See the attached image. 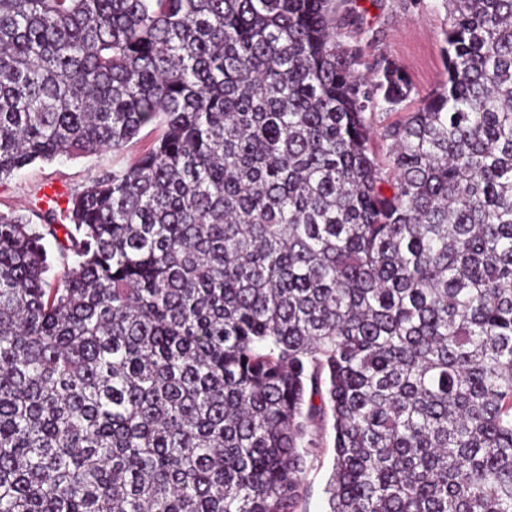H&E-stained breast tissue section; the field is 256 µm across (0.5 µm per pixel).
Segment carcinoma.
I'll list each match as a JSON object with an SVG mask.
<instances>
[{
  "label": "carcinoma",
  "instance_id": "carcinoma-1",
  "mask_svg": "<svg viewBox=\"0 0 512 512\" xmlns=\"http://www.w3.org/2000/svg\"><path fill=\"white\" fill-rule=\"evenodd\" d=\"M334 2L0 0V180L161 128L0 213V512H512V0L412 109ZM317 435L321 448H319V457L307 476L309 489L303 505L306 512H325L328 508L324 489L332 473L334 455L331 423L318 430Z\"/></svg>",
  "mask_w": 512,
  "mask_h": 512
}]
</instances>
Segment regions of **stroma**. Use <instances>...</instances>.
Segmentation results:
<instances>
[{"label":"stroma","mask_w":512,"mask_h":512,"mask_svg":"<svg viewBox=\"0 0 512 512\" xmlns=\"http://www.w3.org/2000/svg\"><path fill=\"white\" fill-rule=\"evenodd\" d=\"M340 11L357 13L355 38L366 61L387 58L409 75L412 102L440 89L448 78L444 65L443 32L450 18L444 6L433 0H337ZM153 127L144 128L121 155L102 152L88 156L37 161L0 181V212L15 211L31 215L45 188L73 192L90 176L126 167L156 140ZM319 457L307 476L306 512H326L325 486L332 473L333 430L324 426L317 432Z\"/></svg>","instance_id":"35a3bbf8"}]
</instances>
